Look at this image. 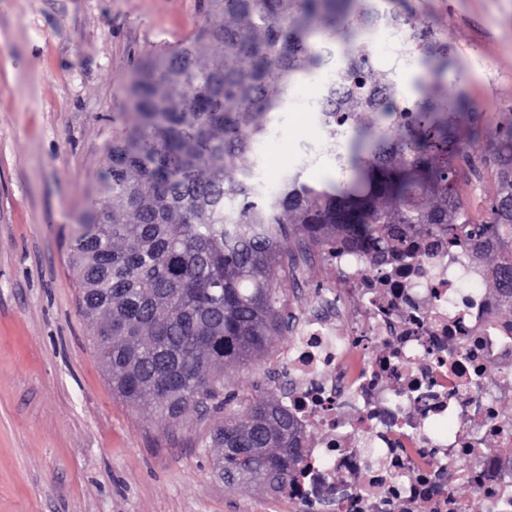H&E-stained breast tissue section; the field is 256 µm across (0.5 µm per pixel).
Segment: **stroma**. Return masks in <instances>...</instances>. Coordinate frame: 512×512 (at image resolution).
Segmentation results:
<instances>
[{
	"mask_svg": "<svg viewBox=\"0 0 512 512\" xmlns=\"http://www.w3.org/2000/svg\"><path fill=\"white\" fill-rule=\"evenodd\" d=\"M398 5L448 47L447 104L463 95L476 106L479 175L461 195L470 218L488 222L496 166L485 145L512 121V0ZM365 8L353 47L392 63L386 49L402 32L376 34L385 0ZM221 21L206 0H0V512H288L266 491L225 484L212 468L210 435L227 413L278 396L277 358L292 333L226 370L231 402L146 419L112 391L67 257L75 224L99 202L112 135L132 121L137 64ZM317 47L313 77L291 84L269 124L261 178L297 172L324 187L340 177L319 146L348 142L353 131L320 124L318 95L343 44L321 39ZM337 280L334 265L301 260L280 297L295 313Z\"/></svg>",
	"mask_w": 512,
	"mask_h": 512,
	"instance_id": "35a3bbf8",
	"label": "stroma"
}]
</instances>
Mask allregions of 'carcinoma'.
I'll return each mask as SVG.
<instances>
[{
  "label": "carcinoma",
  "mask_w": 512,
  "mask_h": 512,
  "mask_svg": "<svg viewBox=\"0 0 512 512\" xmlns=\"http://www.w3.org/2000/svg\"><path fill=\"white\" fill-rule=\"evenodd\" d=\"M364 2L209 0L219 25L139 66L135 123L112 135L102 201L74 229L69 265L113 390L147 416L177 419L215 398L228 366L292 328L279 287L295 273L294 250L324 257L340 240L381 262L405 241L446 237L495 256L494 297L512 302V121L494 143L491 221L473 224L458 181L476 175V112L465 100L452 113L438 107L448 56L431 30L418 43L432 78L413 103L394 74L345 50L320 121L378 117L371 146L347 144L338 156L348 180L331 191L295 173L270 194L254 181L256 146L288 101L289 86L268 74L310 76L320 58L309 38L320 31L347 43ZM394 127L404 135L393 137ZM291 240L294 250H284ZM212 443L215 472L244 489L286 487L302 463L303 441L269 397L227 414Z\"/></svg>",
  "instance_id": "cac0c4a2"
}]
</instances>
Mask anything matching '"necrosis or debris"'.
<instances>
[{
	"label": "necrosis or debris",
	"mask_w": 512,
	"mask_h": 512,
	"mask_svg": "<svg viewBox=\"0 0 512 512\" xmlns=\"http://www.w3.org/2000/svg\"><path fill=\"white\" fill-rule=\"evenodd\" d=\"M331 261L336 289L280 360L305 448L277 498L290 512H512V320L490 268L443 239L408 263L341 246Z\"/></svg>",
	"instance_id": "necrosis-or-debris-1"
}]
</instances>
